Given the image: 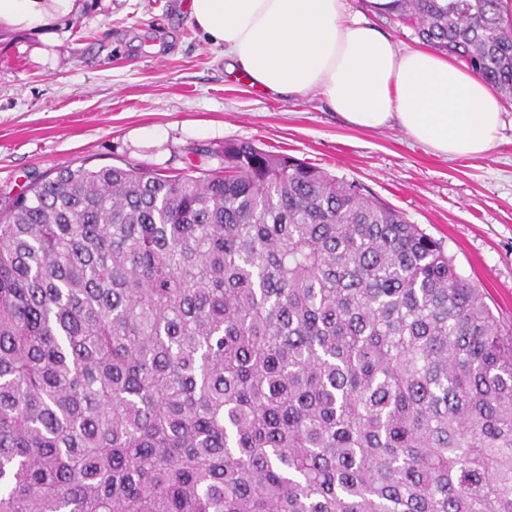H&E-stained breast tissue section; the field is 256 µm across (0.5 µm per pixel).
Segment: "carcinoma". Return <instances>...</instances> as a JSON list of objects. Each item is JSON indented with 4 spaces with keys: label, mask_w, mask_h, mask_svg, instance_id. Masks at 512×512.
I'll list each match as a JSON object with an SVG mask.
<instances>
[{
    "label": "carcinoma",
    "mask_w": 512,
    "mask_h": 512,
    "mask_svg": "<svg viewBox=\"0 0 512 512\" xmlns=\"http://www.w3.org/2000/svg\"><path fill=\"white\" fill-rule=\"evenodd\" d=\"M512 101L509 0H392ZM0 512H512V329L438 240L247 142L0 215Z\"/></svg>",
    "instance_id": "carcinoma-1"
}]
</instances>
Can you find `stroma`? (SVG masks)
Segmentation results:
<instances>
[{"label": "stroma", "mask_w": 512, "mask_h": 512, "mask_svg": "<svg viewBox=\"0 0 512 512\" xmlns=\"http://www.w3.org/2000/svg\"><path fill=\"white\" fill-rule=\"evenodd\" d=\"M189 4L55 0L48 26L0 23V210L62 165L178 174L216 168L225 143L248 142L361 183L405 213L512 324V103L488 154L437 155L397 125L357 130L314 95L250 87L196 29ZM347 5L419 47L396 13Z\"/></svg>", "instance_id": "stroma-1"}]
</instances>
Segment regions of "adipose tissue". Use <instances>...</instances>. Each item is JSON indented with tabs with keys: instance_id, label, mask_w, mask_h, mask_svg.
Instances as JSON below:
<instances>
[{
	"instance_id": "adipose-tissue-1",
	"label": "adipose tissue",
	"mask_w": 512,
	"mask_h": 512,
	"mask_svg": "<svg viewBox=\"0 0 512 512\" xmlns=\"http://www.w3.org/2000/svg\"><path fill=\"white\" fill-rule=\"evenodd\" d=\"M191 17L250 85L321 96L356 128L394 123L436 154L478 158L504 125L489 85L448 57L400 47L346 0H191Z\"/></svg>"
}]
</instances>
